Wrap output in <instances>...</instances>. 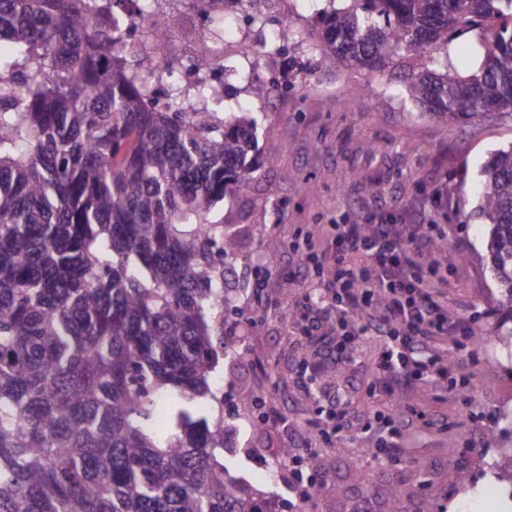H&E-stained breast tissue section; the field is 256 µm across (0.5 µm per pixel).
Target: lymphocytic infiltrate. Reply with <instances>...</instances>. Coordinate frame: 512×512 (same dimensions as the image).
I'll list each match as a JSON object with an SVG mask.
<instances>
[{
	"mask_svg": "<svg viewBox=\"0 0 512 512\" xmlns=\"http://www.w3.org/2000/svg\"><path fill=\"white\" fill-rule=\"evenodd\" d=\"M334 230L332 279L319 308L335 314L338 339L306 372L323 375L349 359L358 338L379 334L385 343L371 389L377 400L392 401L397 392L418 386L446 392L448 354L475 348L476 330L472 317L448 314L453 284L437 247L444 225L338 224ZM378 421L369 453L384 465L400 454L402 422L389 413Z\"/></svg>",
	"mask_w": 512,
	"mask_h": 512,
	"instance_id": "lymphocytic-infiltrate-1",
	"label": "lymphocytic infiltrate"
}]
</instances>
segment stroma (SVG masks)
I'll list each match as a JSON object with an SVG mask.
<instances>
[{
	"label": "stroma",
	"instance_id": "stroma-1",
	"mask_svg": "<svg viewBox=\"0 0 512 512\" xmlns=\"http://www.w3.org/2000/svg\"><path fill=\"white\" fill-rule=\"evenodd\" d=\"M291 72L296 87L288 95L266 88L244 99L258 123V149L274 160V168L211 214L238 237L227 276L235 301L224 313L235 330L224 339L215 375L224 403L202 406L204 414L234 421L226 433L225 467L254 492L275 498L278 512H290L281 481L261 478L280 449L306 445L303 424L320 420L336 395L348 400L354 425L373 409L367 387L382 337L357 340L352 361L318 382L324 398L307 396L293 381L312 347L290 335L287 315L329 276L324 269L294 278L297 246L310 237L322 253L331 246L330 225L407 224L428 211L448 225L440 249L455 282L449 313L474 315L489 342L475 354L449 356L448 392L442 398L419 388L399 395L397 405L413 414L398 465L378 466L356 428L341 443L317 438L311 454L327 472L318 508L357 512L366 501L372 512H388L387 487L400 480L399 512H417L424 498L432 512H461L466 500L478 502L477 512H512L511 481L492 495L480 493L486 462L512 469L507 455L512 427L502 419L504 411L512 412V321L485 271L486 228L472 216L483 165L491 152L512 145V116L444 126L400 100L394 73L371 76L327 67L306 46L297 49ZM357 84L362 94L353 93ZM371 144L376 153L368 152ZM269 179L282 187L276 207L264 195ZM274 410L287 415L288 426L251 428L259 414ZM420 466L430 474L421 489L413 482Z\"/></svg>",
	"mask_w": 512,
	"mask_h": 512
}]
</instances>
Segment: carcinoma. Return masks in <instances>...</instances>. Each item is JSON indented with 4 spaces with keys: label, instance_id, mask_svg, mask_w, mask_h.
<instances>
[{
    "label": "carcinoma",
    "instance_id": "obj_1",
    "mask_svg": "<svg viewBox=\"0 0 512 512\" xmlns=\"http://www.w3.org/2000/svg\"><path fill=\"white\" fill-rule=\"evenodd\" d=\"M122 2L0 0V512H268L198 404L237 246L208 216L272 162L239 102L204 79L190 100L152 51L187 3L207 60L257 0H139L143 35ZM310 35L323 63L400 68L446 126L512 114V0H327L255 53ZM482 176L486 271L512 304V146Z\"/></svg>",
    "mask_w": 512,
    "mask_h": 512
}]
</instances>
